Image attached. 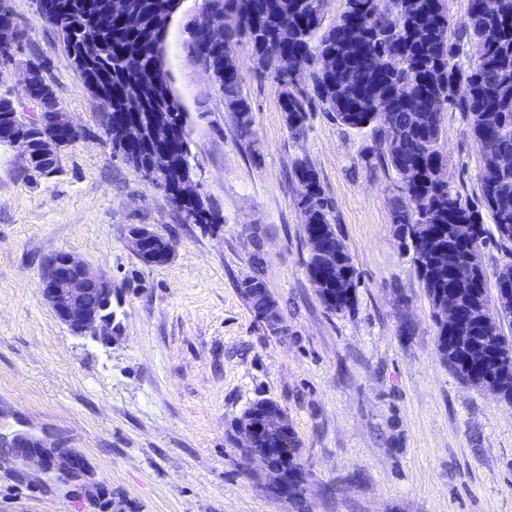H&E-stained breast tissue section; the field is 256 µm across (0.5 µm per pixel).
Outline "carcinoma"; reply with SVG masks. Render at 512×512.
Segmentation results:
<instances>
[{"label": "carcinoma", "instance_id": "obj_1", "mask_svg": "<svg viewBox=\"0 0 512 512\" xmlns=\"http://www.w3.org/2000/svg\"><path fill=\"white\" fill-rule=\"evenodd\" d=\"M89 0H64L65 11L44 22L57 30H68V52L77 53L81 43L92 38L104 45L93 67L105 72L112 85V111H126L125 101L134 91L142 101L138 119L146 134L139 149L126 148L112 141L113 153L130 166L163 165L155 147L152 130L161 121L179 127L183 149L178 160L184 174L190 175L187 141V114L171 100L168 87L155 84L149 77L153 60L155 19H162L169 0H126V22L91 10ZM360 0H348L347 10L331 27L322 24L323 0H213L218 25L213 31L206 56L220 63L215 83L224 95V105L244 113L238 124V136L251 144L256 141L252 128L251 105L244 94L236 62V47L245 42L259 68L274 70L268 48H286L299 63L305 92L294 94L281 78L279 99L291 133L304 132L308 112L319 105L344 127L364 133L374 143L377 163L390 168L400 182V194L390 201L395 231L403 243L416 237H438L442 246L435 268L417 271L426 297L437 305L439 290H445L458 267L468 244L448 239V224H468L470 242L485 244V229L480 209L473 207L449 182L435 175L432 159L440 153L439 142L445 107L452 106L466 114L472 136L478 145L483 171L479 197L490 214L502 247L512 244V235L499 231L500 225H512V167L499 164V156L512 153V0H497L496 9H477L480 0H469L467 18L457 21L447 0H369L371 7L357 13ZM470 45L476 64L464 70L458 62L461 43ZM333 51L339 58L336 69L320 71L316 57ZM380 53L384 63L379 71L371 70L366 55ZM44 112H56L52 87L39 78L34 87ZM389 97L392 108L387 115L373 110V103ZM10 100L0 98V125L27 140L37 151L49 124H21L11 117ZM60 160L27 163L32 181L59 171ZM297 187V204L304 218L305 233L316 229L336 244L352 278L345 295L329 305L318 294L325 308L342 312L355 299L358 272L354 261L333 225L334 205L323 189L320 175L306 159L295 160L291 170ZM175 208L185 221L211 224L212 213L200 199L185 204L170 194ZM512 275V260L498 266L492 278H468L460 287L461 318L476 303L492 308L500 281ZM437 351L448 361L450 344L442 339L447 324L435 318ZM462 381L473 386L489 377L507 373L512 377V362L499 363L489 355L483 364L464 363L450 366Z\"/></svg>", "mask_w": 512, "mask_h": 512}]
</instances>
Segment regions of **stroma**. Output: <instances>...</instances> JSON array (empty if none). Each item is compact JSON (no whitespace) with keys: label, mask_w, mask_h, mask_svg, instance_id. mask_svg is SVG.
Returning a JSON list of instances; mask_svg holds the SVG:
<instances>
[{"label":"stroma","mask_w":512,"mask_h":512,"mask_svg":"<svg viewBox=\"0 0 512 512\" xmlns=\"http://www.w3.org/2000/svg\"><path fill=\"white\" fill-rule=\"evenodd\" d=\"M26 39L0 68L21 115L24 65L40 57L58 107L80 131L59 171L31 181L0 142V432H27L80 460L76 480L0 454V512H512V402L458 379L439 357L432 307L397 237L395 173L372 141L310 111L290 132L272 73L236 49L256 145L187 47L204 0H182L165 37L164 76L188 117L191 179L214 224L184 222L161 189L112 153L101 107L33 0H9ZM447 180L479 197L482 158L464 113L445 110ZM319 171L336 233L354 260L352 307H324L295 159ZM173 240L143 265L127 228ZM66 252L112 285L111 335L78 336L44 301L45 259ZM288 325L271 334L241 289L254 264ZM284 411L309 472L303 505L269 491L233 423L251 403Z\"/></svg>","instance_id":"stroma-1"}]
</instances>
